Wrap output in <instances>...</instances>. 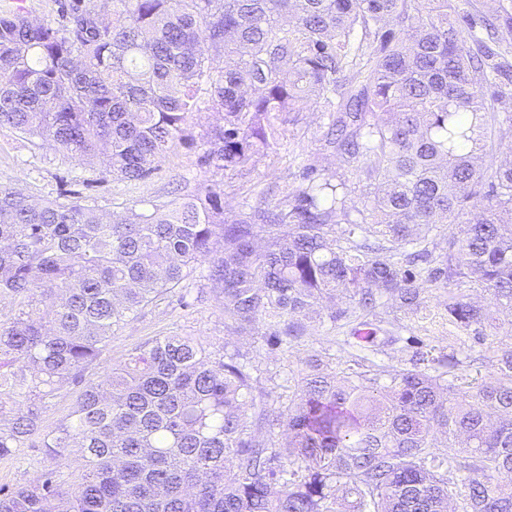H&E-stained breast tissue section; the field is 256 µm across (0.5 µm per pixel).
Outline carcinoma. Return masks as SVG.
<instances>
[{
	"mask_svg": "<svg viewBox=\"0 0 512 512\" xmlns=\"http://www.w3.org/2000/svg\"><path fill=\"white\" fill-rule=\"evenodd\" d=\"M450 0H73L66 24L0 15V129L48 141L121 182L180 146L246 170L279 138L277 112L319 103L348 181L295 156L301 182L274 207L226 215L205 184L171 209L107 218L80 200L0 185V458L41 438L40 482L0 488V512H512V346L477 380L453 354L369 318L417 311L457 277L491 293L512 332V147L488 158L512 63V6ZM220 121L188 131L193 112ZM486 199L470 214L471 201ZM448 224V266L427 238ZM233 333L288 351L316 320L341 349L404 341L398 365L309 350L285 410L248 414L258 380L236 351L188 336L135 349L42 429L41 403L99 363L132 315L196 265ZM448 323L486 340L485 309L448 296ZM277 425L273 440L266 427ZM83 450L65 489L58 467Z\"/></svg>",
	"mask_w": 512,
	"mask_h": 512,
	"instance_id": "cac0c4a2",
	"label": "carcinoma"
}]
</instances>
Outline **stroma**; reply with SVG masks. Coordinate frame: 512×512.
<instances>
[{
	"mask_svg": "<svg viewBox=\"0 0 512 512\" xmlns=\"http://www.w3.org/2000/svg\"><path fill=\"white\" fill-rule=\"evenodd\" d=\"M325 118L317 106L304 111L278 114L275 124L285 129L267 157L245 175L223 173L201 165L198 151L178 147L160 164L149 179L126 183L115 179L102 167L78 165L49 145H35L12 131L0 129V185L23 189L33 198L42 200L78 198L104 214L123 211L132 204L141 208L163 209L194 195L204 180L224 186V209L236 214L249 211L259 202V191L270 184L298 185L300 171L293 161L295 154L311 156L318 169L342 175L344 163L323 148ZM447 287L429 289L427 302L415 313L397 309L392 304L378 308V319L392 323L402 336L416 335L429 346L449 354L462 351L470 375H489L488 360L493 346L512 345V334H499L479 344L473 340L458 343L455 329L448 324ZM190 336L206 346L214 355L237 350L251 361L258 377L254 392L256 406L286 407L293 389L289 373L308 349L324 351L331 365L345 361L346 354L334 343V331L318 326L285 356L265 353L257 339L232 333L224 321V312L210 289L201 287L192 278L182 288L158 298L137 315L129 318L113 336L101 364L86 370L82 384L98 383L105 366L124 360L128 353L159 336ZM46 464L45 452L39 440L8 459H0V487L15 488L37 482Z\"/></svg>",
	"mask_w": 512,
	"mask_h": 512,
	"instance_id": "35a3bbf8",
	"label": "stroma"
}]
</instances>
